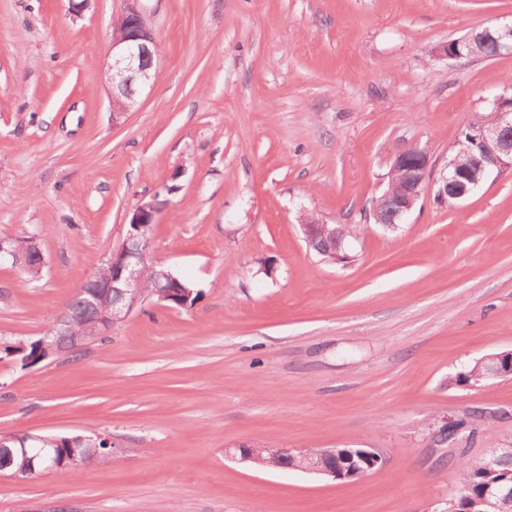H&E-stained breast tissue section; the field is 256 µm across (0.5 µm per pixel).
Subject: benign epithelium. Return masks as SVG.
<instances>
[{"label": "benign epithelium", "instance_id": "benign-epithelium-1", "mask_svg": "<svg viewBox=\"0 0 512 512\" xmlns=\"http://www.w3.org/2000/svg\"><path fill=\"white\" fill-rule=\"evenodd\" d=\"M125 6L116 14L112 25V64L107 68L110 85L112 120L118 121L136 104L139 91L157 76L159 45L140 5L142 0H123ZM440 53L450 60L494 59L512 55V23L496 27L473 29L464 36L447 42ZM491 104L493 121L475 129L473 141L476 152L467 165L448 161L446 171L438 178V197L460 202L471 195L486 179L506 170L512 171V97L499 95ZM434 172L431 156L425 149L409 147L392 158L391 181L375 201L372 218L375 223L393 228L405 221L417 205L425 185ZM165 205L160 195L141 200L133 210L121 246L112 252L104 267L112 270L109 276L97 271L82 284L88 305L102 299L108 302L98 308L96 317L88 320L82 308H74L60 317L52 332L56 336H70L74 344L84 346L105 335L113 325L125 320L145 299L154 298L165 305L173 301L174 292L160 283L144 291L138 288L143 268L151 259L152 236L146 228L156 223L157 215ZM304 235L316 230L336 241V251L331 253L335 262L346 263L349 256L341 253L343 236L336 233V225L327 224L314 214L306 213L301 224ZM10 265L27 270H43V252L32 237L0 238V266ZM483 376L486 378L512 376V353L492 354L482 359ZM38 434L0 433V460L7 461L14 453L28 455L27 442L39 441ZM283 462L288 457H301L297 470L309 474L329 476L338 481L359 479L368 473L360 459L349 448H310L292 452L286 448L274 450ZM504 458H512V444L499 448L479 461L480 466L492 472ZM485 512H512V484L489 486L483 493Z\"/></svg>", "mask_w": 512, "mask_h": 512}]
</instances>
